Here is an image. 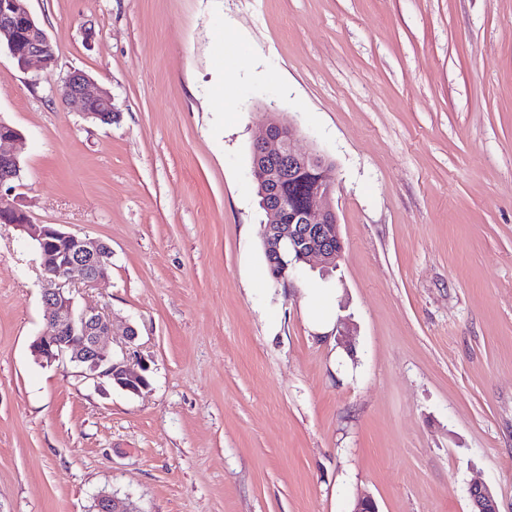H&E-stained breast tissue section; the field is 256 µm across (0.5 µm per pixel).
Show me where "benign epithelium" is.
Returning <instances> with one entry per match:
<instances>
[{
	"label": "benign epithelium",
	"mask_w": 512,
	"mask_h": 512,
	"mask_svg": "<svg viewBox=\"0 0 512 512\" xmlns=\"http://www.w3.org/2000/svg\"><path fill=\"white\" fill-rule=\"evenodd\" d=\"M5 46L20 68L36 61L44 68L54 65L48 52L50 38L38 25L27 0H0V46ZM62 100L87 118L112 122L115 107L109 91L95 86L83 71L74 70L60 89ZM297 129L279 119L267 122L265 131L253 144L252 175L259 187L260 205L267 214L264 249L282 266L279 280L287 277L294 263L321 267L339 265L344 245L339 219L332 205L334 183L328 180V160L319 153L299 152L293 142ZM21 133L0 120V222L26 234L33 242L47 278L42 282V302L46 320L54 331L36 337L30 352L40 364L69 360L82 366L91 379H104L131 394L148 388V361L134 352L113 355L109 337L114 323L98 305L76 303L72 277L79 273L83 288L95 287L108 277L112 266L111 247L95 238L78 236L53 224H35L29 213L13 197L14 183L21 178V162L14 145ZM316 168V184L309 203L290 210L283 203L281 190L297 171ZM472 512H498L494 494L485 484L469 490ZM96 512H137L132 504L110 493L96 496Z\"/></svg>",
	"instance_id": "1"
}]
</instances>
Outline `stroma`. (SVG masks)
I'll return each instance as SVG.
<instances>
[{
	"instance_id": "stroma-1",
	"label": "stroma",
	"mask_w": 512,
	"mask_h": 512,
	"mask_svg": "<svg viewBox=\"0 0 512 512\" xmlns=\"http://www.w3.org/2000/svg\"><path fill=\"white\" fill-rule=\"evenodd\" d=\"M56 62L0 52L16 195L106 242L94 289L135 395L36 364L37 254L0 224V512H512V0H28ZM85 71L120 112L68 109ZM334 166L344 257L271 283L267 113ZM333 289L351 349L317 339ZM472 512H498L496 500L490 487L485 484H473L469 490Z\"/></svg>"
}]
</instances>
